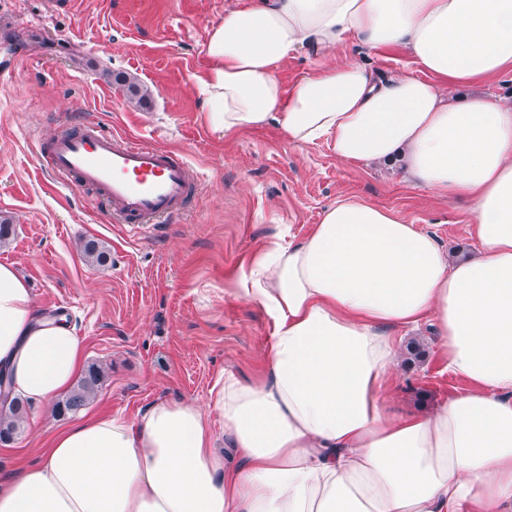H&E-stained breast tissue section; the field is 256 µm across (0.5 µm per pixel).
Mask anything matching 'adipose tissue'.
Wrapping results in <instances>:
<instances>
[{
  "label": "adipose tissue",
  "instance_id": "ef3b65f1",
  "mask_svg": "<svg viewBox=\"0 0 512 512\" xmlns=\"http://www.w3.org/2000/svg\"><path fill=\"white\" fill-rule=\"evenodd\" d=\"M349 46L404 49L418 74L377 81ZM322 63L292 91L280 64ZM200 81L214 132L277 123L297 148L398 160L412 187L469 201L473 255L451 258L393 211L326 208L301 242L264 244L243 295L274 324L261 380L134 417L89 414L0 478V512H512V104L455 88L512 71V0H250L211 27ZM429 325L464 390L392 408L402 331ZM84 347L0 264V372L48 405ZM222 428H215V421Z\"/></svg>",
  "mask_w": 512,
  "mask_h": 512
}]
</instances>
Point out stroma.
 <instances>
[{"instance_id": "obj_1", "label": "stroma", "mask_w": 512, "mask_h": 512, "mask_svg": "<svg viewBox=\"0 0 512 512\" xmlns=\"http://www.w3.org/2000/svg\"><path fill=\"white\" fill-rule=\"evenodd\" d=\"M238 0H74L45 15L43 0H0V216L14 234L0 263L15 264L36 301L65 313L87 364L105 377L89 412L134 416L159 399L203 400L224 372L259 380L274 326L239 291L241 274L281 229L303 239L338 198L393 211L466 256L467 202L409 186L400 163L356 165L327 143L303 149L269 124L224 138L209 127L198 79L212 25ZM377 79L413 72L401 50L332 52ZM123 74L147 90L131 101ZM182 151L202 190L178 220L132 235L87 193L50 191L37 152L66 120ZM101 243L106 266L86 262L80 241ZM424 355H403L394 407L429 411L465 387L448 374L429 330ZM69 415L29 406L21 433L0 442V476L38 460Z\"/></svg>"}]
</instances>
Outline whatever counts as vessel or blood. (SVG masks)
<instances>
[{"label": "vessel or blood", "instance_id": "vessel-or-blood-1", "mask_svg": "<svg viewBox=\"0 0 512 512\" xmlns=\"http://www.w3.org/2000/svg\"><path fill=\"white\" fill-rule=\"evenodd\" d=\"M38 162L52 185L93 194L134 234L184 213L199 187L184 153L104 133L90 121L63 124L40 145Z\"/></svg>", "mask_w": 512, "mask_h": 512}]
</instances>
